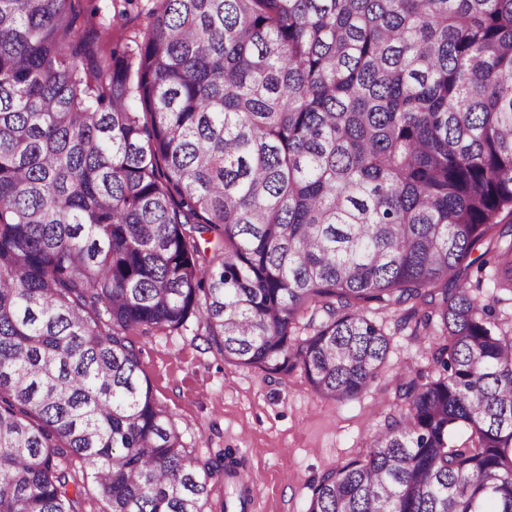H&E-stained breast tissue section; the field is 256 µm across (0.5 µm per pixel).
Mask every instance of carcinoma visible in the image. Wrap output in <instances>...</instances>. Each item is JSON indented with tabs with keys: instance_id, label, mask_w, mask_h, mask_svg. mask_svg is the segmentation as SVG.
I'll return each mask as SVG.
<instances>
[{
	"instance_id": "1",
	"label": "carcinoma",
	"mask_w": 512,
	"mask_h": 512,
	"mask_svg": "<svg viewBox=\"0 0 512 512\" xmlns=\"http://www.w3.org/2000/svg\"><path fill=\"white\" fill-rule=\"evenodd\" d=\"M93 17L0 0V512H207L233 451L187 448L131 333L194 317L344 402L389 310L427 366L306 512H512V321L476 294L512 293V0ZM82 3L84 6H95L98 8V17L96 19L107 25L112 24V36L114 38L122 35L127 38L133 37L134 33L140 29L141 25L144 23V14L138 18H133L134 15L139 12L140 8H143L145 13L151 6V2L149 0H137L135 5L130 8L131 18L127 22H123L116 19L113 20L111 0H87Z\"/></svg>"
}]
</instances>
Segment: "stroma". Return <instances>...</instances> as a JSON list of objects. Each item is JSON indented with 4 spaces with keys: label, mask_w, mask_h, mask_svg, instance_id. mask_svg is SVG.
<instances>
[{
    "label": "stroma",
    "mask_w": 512,
    "mask_h": 512,
    "mask_svg": "<svg viewBox=\"0 0 512 512\" xmlns=\"http://www.w3.org/2000/svg\"><path fill=\"white\" fill-rule=\"evenodd\" d=\"M394 313L380 314L392 334L388 362L373 388L336 402L315 394L301 372L283 376L240 367L209 349L196 320L180 329L133 335L145 378L186 446L202 458L233 449L256 480V512H305L315 478L354 456L380 425L393 385L424 360Z\"/></svg>",
    "instance_id": "35a3bbf8"
}]
</instances>
